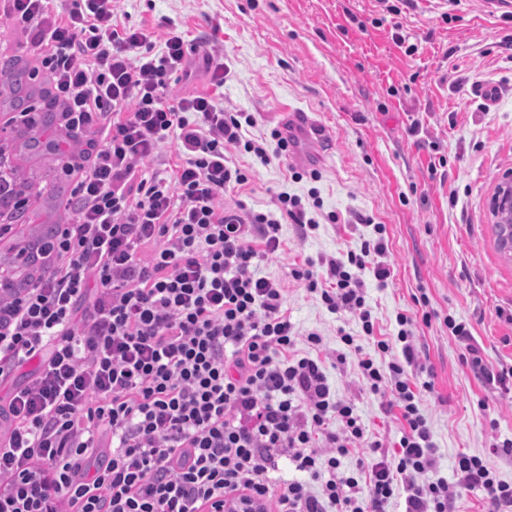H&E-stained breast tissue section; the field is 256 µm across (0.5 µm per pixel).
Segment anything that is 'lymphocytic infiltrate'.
Masks as SVG:
<instances>
[{
    "label": "lymphocytic infiltrate",
    "mask_w": 512,
    "mask_h": 512,
    "mask_svg": "<svg viewBox=\"0 0 512 512\" xmlns=\"http://www.w3.org/2000/svg\"><path fill=\"white\" fill-rule=\"evenodd\" d=\"M51 2L0 0V16L37 50L63 126L88 149L66 221L31 246L40 273L0 278V381L36 366L0 405V512H388L400 495L404 512H455L476 489L486 512H512V484L488 458L462 453L453 479L439 474L414 340L431 315L399 312L385 336L366 300V275L381 288L391 277L385 226L356 215L372 230L359 249L292 271L358 332L339 331L338 350L298 334L287 288L255 267L281 249V225L305 238L335 214L315 192L279 193L267 212L224 205L249 183L227 151L267 163L287 156V136L244 140L241 113L214 95L172 94L192 76L181 33L158 50L146 29L118 26L119 0ZM448 328L483 382L511 393L512 367L490 368L466 323ZM328 359L353 360L398 441L368 434ZM279 458L306 480L274 483Z\"/></svg>",
    "instance_id": "obj_1"
}]
</instances>
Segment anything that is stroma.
Returning a JSON list of instances; mask_svg holds the SVG:
<instances>
[{
	"instance_id": "obj_1",
	"label": "stroma",
	"mask_w": 512,
	"mask_h": 512,
	"mask_svg": "<svg viewBox=\"0 0 512 512\" xmlns=\"http://www.w3.org/2000/svg\"><path fill=\"white\" fill-rule=\"evenodd\" d=\"M503 12L489 0H121L117 16L126 27L183 32L200 51L215 45L229 69L219 103L256 120L246 138L284 128L286 107L315 113L330 147L316 167L319 180L294 179L303 168L294 158L265 165L239 149L232 163L251 183L224 202L266 211L279 192L304 197L314 188L324 212L337 214V223L321 222L304 240L295 225H282L283 251L257 267L286 284L296 330L320 333L331 348L340 345L338 329L355 330L353 317L329 312L291 272L305 258L359 248L352 214L385 225L392 277L385 288L368 282L367 302L381 331L392 334L396 313L427 299L431 322L417 324L415 334L419 378L434 390L420 404L448 479L457 454L489 457L491 438L512 439V400L463 364L445 324L450 316L466 322L487 364L512 365V259L497 249L491 208L512 171V48L503 42L512 20ZM398 31L416 44L414 54L393 42ZM5 68L31 92L21 109L0 105V136L13 139L30 185L26 223L0 237V271L14 275L17 242L40 239L45 225L65 220L74 182L68 165L84 138L67 133L55 112L47 142L22 124L21 112L40 111L51 84L25 37L0 20ZM481 85L500 89L495 105L483 104ZM327 374L375 437L399 439L398 423L360 388L352 364L328 366Z\"/></svg>"
}]
</instances>
